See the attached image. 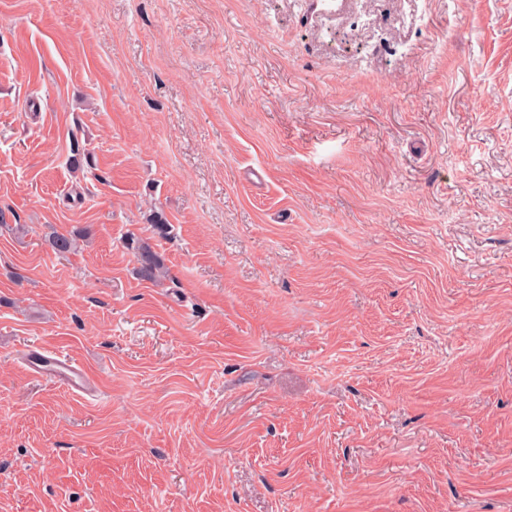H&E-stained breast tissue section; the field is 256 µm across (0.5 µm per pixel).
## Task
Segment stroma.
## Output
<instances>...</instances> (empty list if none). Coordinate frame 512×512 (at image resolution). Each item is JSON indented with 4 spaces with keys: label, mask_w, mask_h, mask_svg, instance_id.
Wrapping results in <instances>:
<instances>
[{
    "label": "stroma",
    "mask_w": 512,
    "mask_h": 512,
    "mask_svg": "<svg viewBox=\"0 0 512 512\" xmlns=\"http://www.w3.org/2000/svg\"><path fill=\"white\" fill-rule=\"evenodd\" d=\"M0 213V512H512V0H0ZM136 250V258L140 265L139 273L142 278L159 281L165 277L164 261L149 243H141ZM33 374L60 382L68 390L88 393L94 380L85 367L64 353L44 349L34 350L27 356Z\"/></svg>",
    "instance_id": "obj_1"
}]
</instances>
